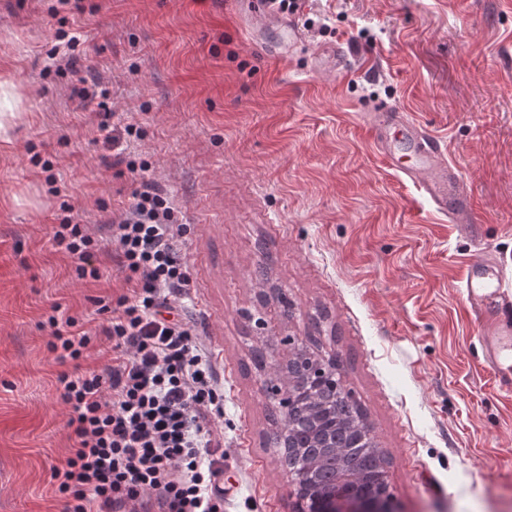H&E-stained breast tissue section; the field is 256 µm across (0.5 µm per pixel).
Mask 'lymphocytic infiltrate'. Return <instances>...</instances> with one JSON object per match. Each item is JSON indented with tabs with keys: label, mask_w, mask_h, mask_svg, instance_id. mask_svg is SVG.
<instances>
[{
	"label": "lymphocytic infiltrate",
	"mask_w": 512,
	"mask_h": 512,
	"mask_svg": "<svg viewBox=\"0 0 512 512\" xmlns=\"http://www.w3.org/2000/svg\"><path fill=\"white\" fill-rule=\"evenodd\" d=\"M170 199L150 181L132 193L126 215L109 225L114 257L131 294L98 297L112 313L102 330L112 344L103 372L61 376L74 448L51 480L67 512H222L224 458L199 445L223 394L173 298L189 284ZM53 239L91 277L99 246L82 225H57Z\"/></svg>",
	"instance_id": "f902f5d3"
}]
</instances>
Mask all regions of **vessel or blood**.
<instances>
[{"label": "vessel or blood", "mask_w": 512, "mask_h": 512, "mask_svg": "<svg viewBox=\"0 0 512 512\" xmlns=\"http://www.w3.org/2000/svg\"><path fill=\"white\" fill-rule=\"evenodd\" d=\"M372 142L386 161L397 150L410 153L415 162L401 167L403 176L417 183L433 209L447 216L449 223H473V207L457 168L449 162L447 144L440 137L391 104H382L367 114ZM466 302L472 310L488 314L479 340L485 350L484 364L498 388L512 393V376L503 373L502 360L512 357V295L495 281L489 262L469 265Z\"/></svg>", "instance_id": "obj_1"}]
</instances>
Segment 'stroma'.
<instances>
[{"label": "stroma", "mask_w": 512, "mask_h": 512, "mask_svg": "<svg viewBox=\"0 0 512 512\" xmlns=\"http://www.w3.org/2000/svg\"><path fill=\"white\" fill-rule=\"evenodd\" d=\"M260 6L0 0L16 113L0 141V512H65L50 483L73 446L58 378L112 351L57 360L48 319L99 331L96 297L128 288L104 251L98 279L79 276L53 227L103 237L144 179L173 203L190 278L177 305L224 392L206 424L224 512L296 508L265 381L301 349L335 360L404 512H512V396L462 288L487 256L512 294V0H313L293 45L285 27L252 29ZM380 101L446 140L472 230L375 150L363 114Z\"/></svg>", "instance_id": "stroma-1"}]
</instances>
